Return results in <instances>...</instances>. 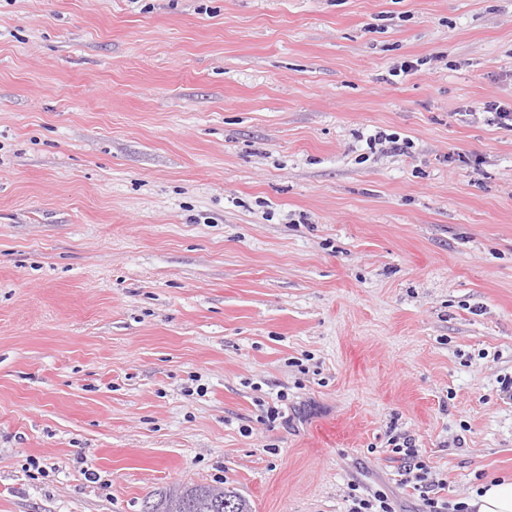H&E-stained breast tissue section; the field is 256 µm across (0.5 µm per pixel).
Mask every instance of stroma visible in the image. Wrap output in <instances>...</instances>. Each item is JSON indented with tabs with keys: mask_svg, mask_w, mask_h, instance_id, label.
Listing matches in <instances>:
<instances>
[{
	"mask_svg": "<svg viewBox=\"0 0 512 512\" xmlns=\"http://www.w3.org/2000/svg\"><path fill=\"white\" fill-rule=\"evenodd\" d=\"M486 101L512 0H0V512H418L395 434L448 503L512 476ZM401 438H396L391 441V445H394V448H392V452H395L397 454H401L402 458L406 460V464L404 466V476H408L406 481H408V478L410 474L414 471V469L417 470H425L426 465L422 464L423 461L420 460L419 455V448H415V442L412 438L409 436L403 437L402 444H399V440ZM408 467V468H406ZM412 467V468H411ZM155 496L149 500L152 512H252L249 501L238 493L209 485H179ZM218 496L224 500L223 510L218 509ZM352 507L348 512H396L394 504L389 497L381 491H376L367 497L350 495Z\"/></svg>",
	"mask_w": 512,
	"mask_h": 512,
	"instance_id": "stroma-1",
	"label": "stroma"
}]
</instances>
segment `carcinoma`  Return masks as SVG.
Wrapping results in <instances>:
<instances>
[{
  "instance_id": "carcinoma-1",
  "label": "carcinoma",
  "mask_w": 512,
  "mask_h": 512,
  "mask_svg": "<svg viewBox=\"0 0 512 512\" xmlns=\"http://www.w3.org/2000/svg\"><path fill=\"white\" fill-rule=\"evenodd\" d=\"M152 512H252L238 493L209 485H180L157 493Z\"/></svg>"
}]
</instances>
